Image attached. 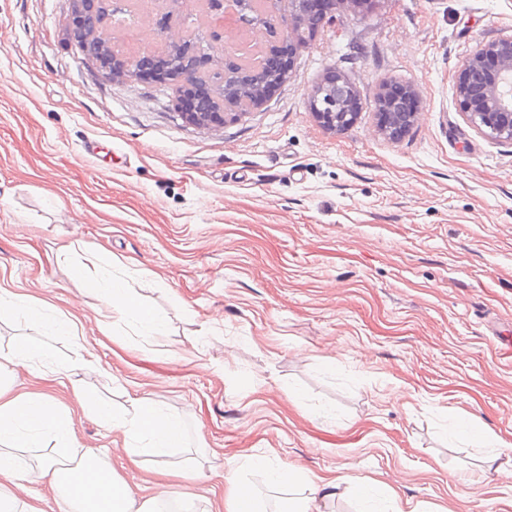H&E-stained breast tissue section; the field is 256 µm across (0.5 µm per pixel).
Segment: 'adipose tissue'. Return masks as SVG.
<instances>
[{"label": "adipose tissue", "instance_id": "1", "mask_svg": "<svg viewBox=\"0 0 512 512\" xmlns=\"http://www.w3.org/2000/svg\"><path fill=\"white\" fill-rule=\"evenodd\" d=\"M78 274L99 299L103 318L129 319L148 332L162 333V318L136 298L123 276L95 274L85 266L79 268ZM4 308L24 321L45 322L50 334L74 336L77 347L83 348L86 343L85 337L75 336L72 320L64 316L46 320L43 306L29 296L0 289V310ZM48 360L42 345L30 338L18 339L8 353H0V476L16 484L29 480L47 483L58 493L59 512H164L172 503L179 504L182 512H193L200 496L196 491L198 476L192 465L176 470L175 475L181 480L178 488L159 481L149 493H136L98 454L77 453L70 408L76 405L88 410L100 425L119 432L126 457L133 464L142 455L162 459L173 449L183 447L186 429L182 416L147 395L131 396L128 405L121 408L93 399L83 382L84 374L99 368L90 352L51 369L54 380L69 391L70 405L61 404L48 393H14L10 378L16 368L24 367L36 374ZM453 435L461 440L479 438L490 450L487 464L502 482L512 486V463L502 459L512 443L471 422L457 425ZM21 448L39 449L35 469H19L17 451ZM249 462L265 469L271 485L287 486L301 480L311 494L327 498L336 496L341 487L354 484L353 477L345 474L330 479L307 477L287 465L272 467L265 457L258 455L250 457ZM241 470L240 460L229 459L224 463L226 512H266L264 498L242 481Z\"/></svg>", "mask_w": 512, "mask_h": 512}]
</instances>
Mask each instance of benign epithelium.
<instances>
[{"label":"benign epithelium","instance_id":"benign-epithelium-1","mask_svg":"<svg viewBox=\"0 0 512 512\" xmlns=\"http://www.w3.org/2000/svg\"><path fill=\"white\" fill-rule=\"evenodd\" d=\"M170 5V20L158 34L160 44L151 49L154 57L168 59L175 52L184 53V63L177 72L162 70L154 78L169 84L179 97L195 84H204L205 95L211 111L185 112L184 118L200 128L224 125L228 119L236 120L246 109L259 106L265 100L269 88L274 85L262 64L271 56L282 61L284 69L280 81L288 78L298 47L309 41L317 28L309 25L308 16L302 10V0H199L206 8L212 23L221 16L229 18L249 11L256 15L265 30V39L255 43L248 58L224 56L219 71L207 68L213 54L203 56L192 52L193 34L181 23L182 13L178 5L183 0H149ZM109 18L93 20L82 30V40L94 51L97 69L108 78L140 77V58L125 56L111 43ZM235 78L244 83L243 89L231 96L223 93L224 83ZM339 90H334V87ZM336 86L327 87L320 82L313 90L309 110L313 117L332 132L347 130L356 119L354 112L340 111L335 94L358 101L355 89L349 82L337 80ZM395 86L386 85L377 93L376 101L381 110V131L397 139L413 124L418 112H398L399 98L394 95ZM455 100L458 111L484 137L491 141L512 140V39L485 43L457 72Z\"/></svg>","mask_w":512,"mask_h":512}]
</instances>
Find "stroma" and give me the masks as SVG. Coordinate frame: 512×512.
<instances>
[{
    "instance_id": "obj_1",
    "label": "stroma",
    "mask_w": 512,
    "mask_h": 512,
    "mask_svg": "<svg viewBox=\"0 0 512 512\" xmlns=\"http://www.w3.org/2000/svg\"><path fill=\"white\" fill-rule=\"evenodd\" d=\"M71 0H0V287L78 317L99 358L91 394L150 396L183 415L200 493L254 453L309 476L397 493L400 512H512L471 418L512 443V142L455 105L459 66L512 38V0H379L298 49L288 81L224 127L187 123L167 85L106 80ZM336 70L361 109L331 132L309 111ZM411 88L418 118L379 130L376 95ZM68 253H61V246ZM119 260L160 336L98 328L75 268ZM66 336L0 313V350ZM76 445L135 489L146 469L74 411Z\"/></svg>"
}]
</instances>
